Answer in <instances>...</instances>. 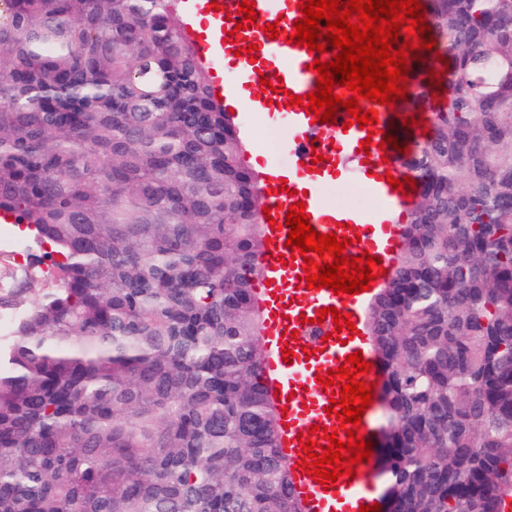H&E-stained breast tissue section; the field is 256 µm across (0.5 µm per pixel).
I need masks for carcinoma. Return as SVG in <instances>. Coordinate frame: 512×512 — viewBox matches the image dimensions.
<instances>
[{
    "label": "carcinoma",
    "mask_w": 512,
    "mask_h": 512,
    "mask_svg": "<svg viewBox=\"0 0 512 512\" xmlns=\"http://www.w3.org/2000/svg\"><path fill=\"white\" fill-rule=\"evenodd\" d=\"M174 3L0 0V214L45 248L0 288V512H304L260 382L265 196ZM426 15L448 105L366 313L381 512H505L512 0Z\"/></svg>",
    "instance_id": "cac0c4a2"
}]
</instances>
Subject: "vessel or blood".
I'll return each instance as SVG.
<instances>
[{"label": "vessel or blood", "instance_id": "1", "mask_svg": "<svg viewBox=\"0 0 512 512\" xmlns=\"http://www.w3.org/2000/svg\"><path fill=\"white\" fill-rule=\"evenodd\" d=\"M211 1L179 0V4L186 31L211 73L214 96L239 105L245 113L268 112L288 130L281 144L288 156L287 166L272 160L266 167L267 186L272 190L267 197L272 221L261 227L267 240L263 252L267 284L262 293L267 312L265 338L270 350L262 377L264 383L277 389L276 405L286 411V426L280 431L282 453L293 489L306 504L307 512H360L361 506L379 500L371 485L369 464L354 466L352 477H341L334 487L323 489L299 466L302 449L297 436L314 425L332 427L337 423L325 411L331 393L322 389L318 377L340 367L357 351L365 361L376 360L365 335L337 331L328 318L317 320L319 309H342L351 314L360 329L371 294L363 291L338 296L325 287L307 289L304 258H289L285 245L288 233L283 226L287 207L305 202L316 232L340 236L348 224L359 233V240L346 247V257H358L366 251L379 256L385 269H392L401 246L399 222L406 219L409 203L407 196L388 182L389 177L402 175L396 151L379 147L384 135L393 132L391 112L387 106L361 101V108L375 110L379 120L378 132L371 134L359 125H348L347 110H337L335 122L320 123L313 112L289 106L288 95L315 91L317 75L309 69L314 56L307 48L284 38H267L262 28L275 22L285 31H292L294 20L301 16L298 0H255L256 24L245 30L237 27L243 18L238 10L241 0H215L219 3L215 9ZM233 30L256 45L254 55H237L235 45L227 41ZM277 77L282 80L283 92L263 91L262 80ZM365 140L370 143L366 149L361 146ZM317 153L323 155V162L317 163L316 170H308V162ZM339 178L364 187L379 201V209L366 217L328 203L321 190ZM286 347L293 350V357H283Z\"/></svg>", "mask_w": 512, "mask_h": 512}]
</instances>
